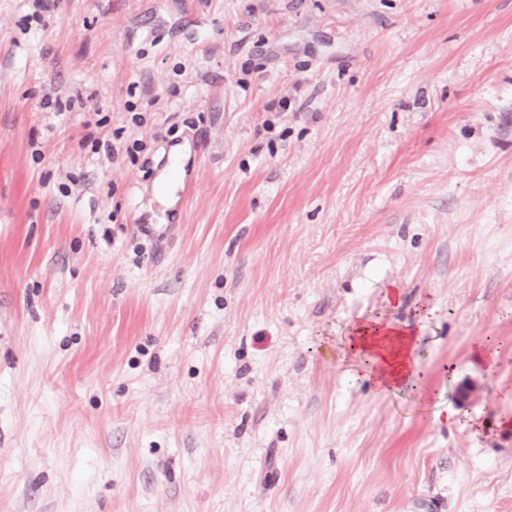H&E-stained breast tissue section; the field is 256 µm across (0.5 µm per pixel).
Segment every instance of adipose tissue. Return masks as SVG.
<instances>
[{"label": "adipose tissue", "mask_w": 512, "mask_h": 512, "mask_svg": "<svg viewBox=\"0 0 512 512\" xmlns=\"http://www.w3.org/2000/svg\"><path fill=\"white\" fill-rule=\"evenodd\" d=\"M416 340L403 326L381 318L353 323L340 351L357 378H377L389 390L408 388L420 374Z\"/></svg>", "instance_id": "adipose-tissue-1"}]
</instances>
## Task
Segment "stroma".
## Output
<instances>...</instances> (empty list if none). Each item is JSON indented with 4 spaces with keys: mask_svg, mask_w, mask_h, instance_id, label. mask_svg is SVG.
<instances>
[{
    "mask_svg": "<svg viewBox=\"0 0 512 512\" xmlns=\"http://www.w3.org/2000/svg\"><path fill=\"white\" fill-rule=\"evenodd\" d=\"M0 512H512V0H0ZM340 350L355 378L376 377L389 390L400 391L420 374L416 340L403 326L383 317L353 323Z\"/></svg>",
    "mask_w": 512,
    "mask_h": 512,
    "instance_id": "35a3bbf8",
    "label": "stroma"
}]
</instances>
